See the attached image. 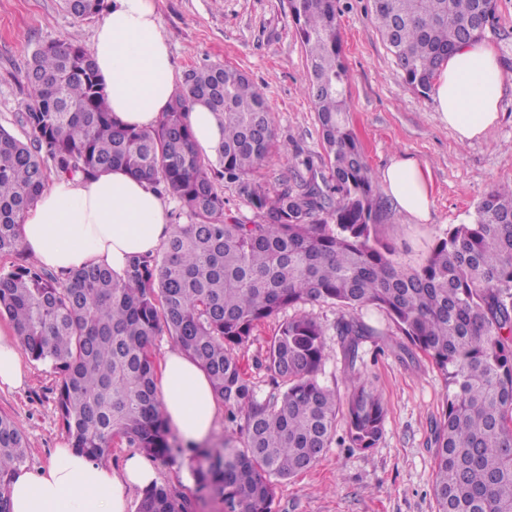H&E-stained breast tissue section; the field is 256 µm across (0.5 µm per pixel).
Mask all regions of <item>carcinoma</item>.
<instances>
[{"label": "carcinoma", "instance_id": "obj_1", "mask_svg": "<svg viewBox=\"0 0 512 512\" xmlns=\"http://www.w3.org/2000/svg\"><path fill=\"white\" fill-rule=\"evenodd\" d=\"M78 21L106 0H63ZM330 174L274 193L249 175L275 139L263 91L242 70L193 68L169 111L149 129L114 120L92 54L73 42L38 48L20 72L35 102L15 113L23 136L0 126V254H20L22 218L50 175L91 177L125 168L175 199L190 218L172 225L156 254L129 259L124 275L95 264L60 275L17 264L0 272V315L20 347L48 362L70 447L104 460L115 439L153 459L187 465L199 493L224 512H274L279 482L311 468L335 442L377 446L386 410L360 379L346 395L319 380L324 326L307 314L279 325L264 362L282 390L259 400L236 350L286 309L327 303L386 314L427 354L447 388L434 434L437 512H512V183H501L455 224L425 263L406 268L373 234L382 197L349 122V76L336 0H290ZM496 0H371V22L405 81L423 95L448 56L493 26ZM208 106L224 127L216 159L193 147L188 112ZM263 214L246 224L224 209L221 181ZM166 329L207 373L236 431L184 445L162 412L151 353ZM374 329L336 321L354 363ZM344 435L336 439L338 425ZM27 438L0 416V512L23 465ZM136 512H190L188 500L152 486Z\"/></svg>", "mask_w": 512, "mask_h": 512}]
</instances>
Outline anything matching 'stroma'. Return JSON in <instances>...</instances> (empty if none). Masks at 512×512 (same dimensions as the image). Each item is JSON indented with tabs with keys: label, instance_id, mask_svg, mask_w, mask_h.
I'll return each instance as SVG.
<instances>
[{
	"label": "stroma",
	"instance_id": "stroma-1",
	"mask_svg": "<svg viewBox=\"0 0 512 512\" xmlns=\"http://www.w3.org/2000/svg\"><path fill=\"white\" fill-rule=\"evenodd\" d=\"M368 0H339L337 25L342 58L350 75V121L373 174L397 155L428 166L434 221L409 223L391 202L378 213L376 233L407 267H419L448 228L469 222L476 205L499 182L512 181V0H497L496 23L487 30L504 68L500 120L484 137L462 142L444 124L434 100L408 85L366 13ZM158 9L178 75L204 63L244 70L266 95L275 142L253 181L270 190L298 188L311 171L326 172L319 124L302 90L306 57L291 17L289 0H158ZM97 19L76 21L61 0H0V126L33 99L16 81L34 50L50 42L78 41L91 47ZM313 160L306 168L305 160ZM326 329V359L319 374L328 387L358 374L381 395L386 417L382 437L368 451L326 449L310 469L280 482L275 512H435L432 491L434 430L446 397L431 359L408 347L385 314L367 307L361 318L377 334L364 341L355 368H348L334 326L344 309L306 305ZM278 326L260 325L252 344L239 353L260 397L276 386L259 360ZM56 377L49 364L29 361L24 388L0 389V414L25 432L24 468L37 472L64 445L53 403ZM157 485L189 498L195 512H220L218 501L201 497L187 466L155 461Z\"/></svg>",
	"mask_w": 512,
	"mask_h": 512
}]
</instances>
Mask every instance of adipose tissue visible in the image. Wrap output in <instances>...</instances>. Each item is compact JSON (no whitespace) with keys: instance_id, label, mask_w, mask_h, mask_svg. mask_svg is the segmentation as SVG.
I'll return each mask as SVG.
<instances>
[{"instance_id":"obj_1","label":"adipose tissue","mask_w":512,"mask_h":512,"mask_svg":"<svg viewBox=\"0 0 512 512\" xmlns=\"http://www.w3.org/2000/svg\"><path fill=\"white\" fill-rule=\"evenodd\" d=\"M114 118L127 127L149 128L167 111L177 89L175 67L157 0H112L91 46ZM504 73L493 48L471 42L457 48L434 81L433 97L443 123L460 140L495 126ZM198 152L216 158L224 131L201 104L189 114ZM381 180L396 208L415 224L432 219L428 168L392 158ZM169 232V208L153 185L116 168L82 179L60 176L25 214L22 245L42 266L64 272L86 264L122 274L130 256L156 251ZM28 368L15 327L0 322V389L23 386ZM158 388L169 423L185 440L199 442L220 412L206 372L180 349L168 351ZM157 478L151 461L135 454L121 470L90 460L69 446L55 449L46 468L18 470L8 487L11 512H127V492Z\"/></svg>"}]
</instances>
